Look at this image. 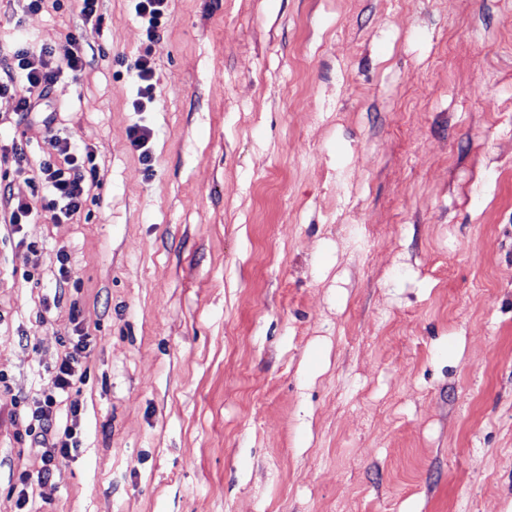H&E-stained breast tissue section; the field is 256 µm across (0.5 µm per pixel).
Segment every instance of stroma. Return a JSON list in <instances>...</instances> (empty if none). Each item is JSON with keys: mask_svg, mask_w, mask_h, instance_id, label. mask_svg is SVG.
<instances>
[{"mask_svg": "<svg viewBox=\"0 0 512 512\" xmlns=\"http://www.w3.org/2000/svg\"><path fill=\"white\" fill-rule=\"evenodd\" d=\"M98 13L0 0V43L94 53L34 120L0 95V512H512V0H170L152 41ZM63 139L81 210L14 227ZM151 48H145L140 53L134 63L133 73L138 83L139 99L134 102L133 107L136 111L143 109L142 100L151 102L153 99V91L155 84L152 82L154 78V69L151 61ZM87 346L81 339L73 345L72 352H68L61 360L47 382V391L43 402L32 412V417L38 421L41 432L50 433L51 443L44 452V466L41 472V480H48L53 475L52 462L56 453H68L71 449L79 447L76 431V422L66 425L64 428L54 427L55 418L53 407L57 403V397L68 392L78 383H83L86 377V369H83L81 358H86Z\"/></svg>", "mask_w": 512, "mask_h": 512, "instance_id": "obj_1", "label": "stroma"}]
</instances>
